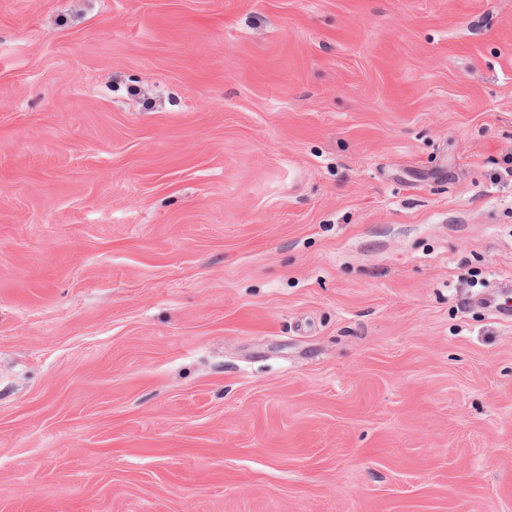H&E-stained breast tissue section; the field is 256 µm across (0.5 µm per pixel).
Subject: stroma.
I'll return each mask as SVG.
<instances>
[{"label": "stroma", "instance_id": "35a3bbf8", "mask_svg": "<svg viewBox=\"0 0 512 512\" xmlns=\"http://www.w3.org/2000/svg\"><path fill=\"white\" fill-rule=\"evenodd\" d=\"M512 0H0V512H512Z\"/></svg>", "mask_w": 512, "mask_h": 512}]
</instances>
